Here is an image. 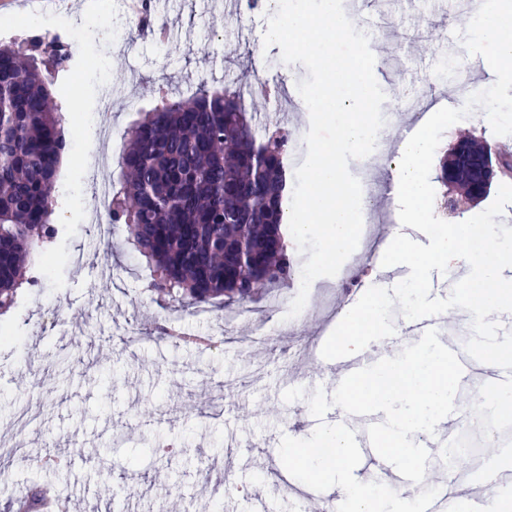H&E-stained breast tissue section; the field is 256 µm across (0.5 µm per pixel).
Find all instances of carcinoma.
Listing matches in <instances>:
<instances>
[{
  "label": "carcinoma",
  "instance_id": "carcinoma-1",
  "mask_svg": "<svg viewBox=\"0 0 512 512\" xmlns=\"http://www.w3.org/2000/svg\"><path fill=\"white\" fill-rule=\"evenodd\" d=\"M70 51L41 38L0 45V309L17 290L38 283L53 257L51 223L56 176L67 151L66 113L55 100V75L70 70ZM256 100L241 90L201 86L188 98L146 114L128 132L122 181L112 192L124 208L135 250L152 267L151 288L173 308L225 297L256 300L262 288L291 278L293 261L280 231L286 214L288 129L274 126L258 140L252 131ZM254 254L241 261L236 247ZM161 339L206 347L163 323ZM38 481L23 492L26 512H41Z\"/></svg>",
  "mask_w": 512,
  "mask_h": 512
}]
</instances>
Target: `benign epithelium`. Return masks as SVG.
Instances as JSON below:
<instances>
[{"label": "benign epithelium", "instance_id": "benign-epithelium-1", "mask_svg": "<svg viewBox=\"0 0 512 512\" xmlns=\"http://www.w3.org/2000/svg\"><path fill=\"white\" fill-rule=\"evenodd\" d=\"M495 178L496 161L489 150H476L460 142L453 144L448 152V209L459 205L455 196L458 183L468 184V200L475 202L490 192Z\"/></svg>", "mask_w": 512, "mask_h": 512}]
</instances>
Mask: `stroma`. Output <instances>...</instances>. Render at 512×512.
I'll return each mask as SVG.
<instances>
[{"label":"stroma","mask_w":512,"mask_h":512,"mask_svg":"<svg viewBox=\"0 0 512 512\" xmlns=\"http://www.w3.org/2000/svg\"><path fill=\"white\" fill-rule=\"evenodd\" d=\"M224 2L153 0L170 28L163 44L131 22L127 0H69L53 12L34 0L0 5L2 43L51 40L60 23L79 29L71 46L79 79L65 74L54 84L63 110L75 113L52 217L58 260L0 316V328L12 334L0 344V443L12 450L0 464V512L35 480L54 485L74 512H308L266 461L282 436L313 433L309 398L316 388L330 394L337 387L321 349L357 284L382 285L379 260L353 268L347 284L314 280L328 290L329 305L307 302L290 319L270 295L251 305L249 317L230 308L221 319L163 309L124 225L107 256L87 222L90 175L108 182L120 169L119 159H96L102 111L123 148L143 112L190 96L201 83L219 89L259 78L289 90L306 77L301 64L282 61L279 46H265L266 6L230 16ZM467 2L369 0L368 11L391 16L370 43L385 67L383 111H391L403 77L425 107H456L452 77L437 74L443 54L463 70L479 65V86L489 88L486 60L455 36ZM157 319L212 343L188 348L150 336ZM161 436L175 438V453H155ZM48 439L69 457L67 468H28V457L47 454Z\"/></svg>","instance_id":"35a3bbf8"}]
</instances>
